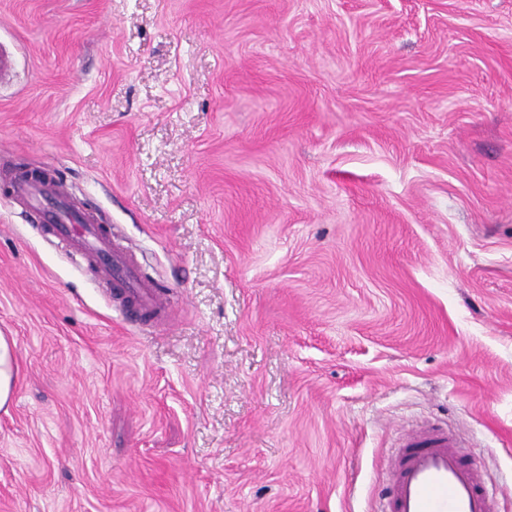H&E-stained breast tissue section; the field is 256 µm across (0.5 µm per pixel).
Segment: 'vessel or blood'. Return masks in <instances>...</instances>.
<instances>
[{
    "label": "vessel or blood",
    "instance_id": "1",
    "mask_svg": "<svg viewBox=\"0 0 512 512\" xmlns=\"http://www.w3.org/2000/svg\"><path fill=\"white\" fill-rule=\"evenodd\" d=\"M12 190L47 234L108 285L114 306L127 317L165 312V291L140 273L133 255L92 212L70 204L58 180L20 181ZM491 498L481 471L465 462L455 435L440 425H420L405 432L395 450L381 512H492Z\"/></svg>",
    "mask_w": 512,
    "mask_h": 512
}]
</instances>
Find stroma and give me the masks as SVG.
Segmentation results:
<instances>
[{
    "instance_id": "35a3bbf8",
    "label": "stroma",
    "mask_w": 512,
    "mask_h": 512,
    "mask_svg": "<svg viewBox=\"0 0 512 512\" xmlns=\"http://www.w3.org/2000/svg\"><path fill=\"white\" fill-rule=\"evenodd\" d=\"M1 46L0 512H375L436 420L512 512V0H0ZM14 198L38 216L45 232L82 259L98 280L109 286L115 307L130 319L166 313V292L143 276L133 255L98 224L88 210L74 208L58 179L20 181L12 185ZM16 343L0 333V409L6 407L13 395L16 380Z\"/></svg>"
}]
</instances>
